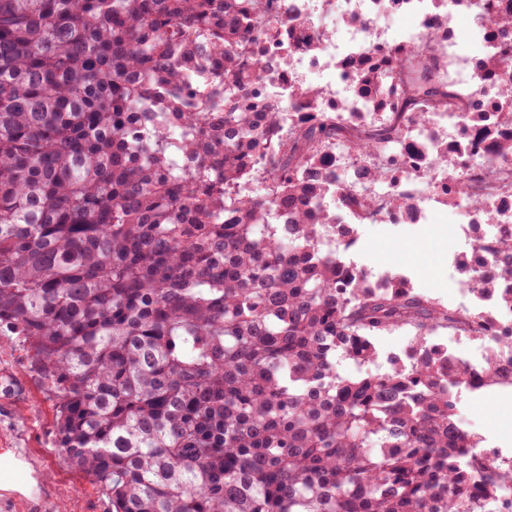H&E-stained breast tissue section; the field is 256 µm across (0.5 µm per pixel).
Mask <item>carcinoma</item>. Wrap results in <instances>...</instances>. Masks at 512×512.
Masks as SVG:
<instances>
[{
	"mask_svg": "<svg viewBox=\"0 0 512 512\" xmlns=\"http://www.w3.org/2000/svg\"><path fill=\"white\" fill-rule=\"evenodd\" d=\"M268 2L0 0V336L30 345L59 453L109 512H496L512 468L468 455L459 407L512 388V334L359 277L326 245L336 214L309 211L377 203L321 165L328 143L374 183L425 99L464 100L409 76L386 122L285 135L244 92ZM214 55L222 101L192 82ZM493 245L512 279V233ZM458 329L487 342L478 385L432 341ZM396 330L411 363L362 371Z\"/></svg>",
	"mask_w": 512,
	"mask_h": 512,
	"instance_id": "obj_1",
	"label": "carcinoma"
}]
</instances>
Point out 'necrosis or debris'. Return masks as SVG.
<instances>
[{"instance_id":"obj_1","label":"necrosis or debris","mask_w":512,"mask_h":512,"mask_svg":"<svg viewBox=\"0 0 512 512\" xmlns=\"http://www.w3.org/2000/svg\"><path fill=\"white\" fill-rule=\"evenodd\" d=\"M282 26L274 34L261 35L257 51L272 64L266 80L247 85L246 90L278 106L280 124L290 128L309 120L314 112H336L346 120L378 119L395 111L401 88L392 76H384L385 94L359 76L357 65L369 56L393 61L405 48L429 39L431 52L417 63L427 81L453 83L463 91L469 111L482 113L484 122L473 126L459 115L432 113L423 122L409 124L390 149L394 169L389 177L367 184L363 166L350 150L331 144L320 156L323 167L333 171L351 191L374 193L380 209L369 214L368 223L395 227L401 224H430L436 216H455L450 230L462 248L448 258V274L461 271L469 259L474 271L494 278L499 256L486 248V225L512 231V192L493 191L496 180H512V153L502 151L496 137L502 111L512 112V102L502 103L494 82L478 83L480 71L512 68V34L492 25V18L512 17V0H273ZM338 16L330 26L326 17ZM405 17L409 27L398 36L382 24L385 17ZM471 25L470 40H463L456 26L459 18ZM303 86L315 87L316 98L300 94ZM449 150L453 172L430 171L435 154ZM473 189L476 202L461 203L450 191L452 182ZM406 206H391L392 198ZM342 226L339 249L350 267L364 270L373 280L398 276L397 268L363 265L362 229L351 213L337 211Z\"/></svg>"}]
</instances>
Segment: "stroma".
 I'll list each match as a JSON object with an SVG mask.
<instances>
[{
    "instance_id": "35a3bbf8",
    "label": "stroma",
    "mask_w": 512,
    "mask_h": 512,
    "mask_svg": "<svg viewBox=\"0 0 512 512\" xmlns=\"http://www.w3.org/2000/svg\"><path fill=\"white\" fill-rule=\"evenodd\" d=\"M370 261L408 270L414 284L447 292V278L438 272L457 248L447 224H403L395 238L364 227ZM28 344L0 339V453L9 451L27 462L15 482L35 479L31 496L0 491V512H108L107 498L70 469L54 446V401L30 369ZM464 427L487 445L512 455V390L491 388L466 394L461 404Z\"/></svg>"
}]
</instances>
